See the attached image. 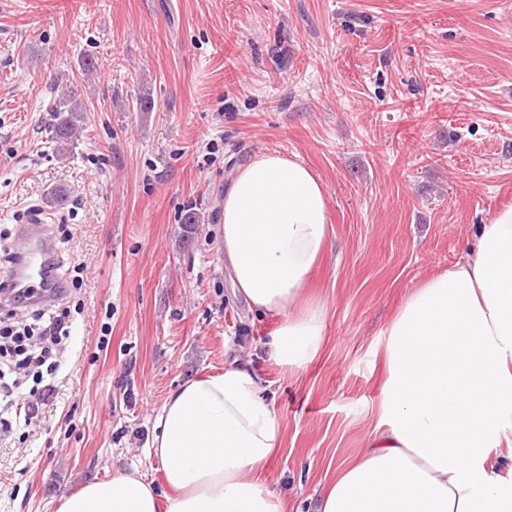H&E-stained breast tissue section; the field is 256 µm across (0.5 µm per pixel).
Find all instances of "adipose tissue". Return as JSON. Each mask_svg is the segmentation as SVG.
Masks as SVG:
<instances>
[{"instance_id": "1", "label": "adipose tissue", "mask_w": 512, "mask_h": 512, "mask_svg": "<svg viewBox=\"0 0 512 512\" xmlns=\"http://www.w3.org/2000/svg\"><path fill=\"white\" fill-rule=\"evenodd\" d=\"M221 247L289 374L324 337L304 303L329 244L327 188L297 157L238 167L221 203ZM378 420L316 512H512V206L482 225L474 257L417 286L390 320ZM262 378L239 360L170 392L151 455L163 483L118 471L59 498L57 512H284L262 481L285 427Z\"/></svg>"}]
</instances>
